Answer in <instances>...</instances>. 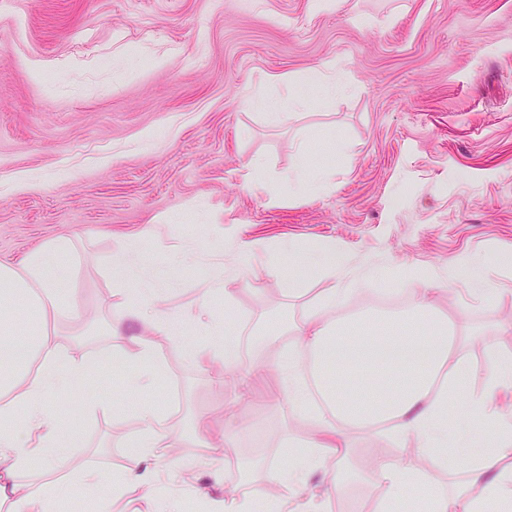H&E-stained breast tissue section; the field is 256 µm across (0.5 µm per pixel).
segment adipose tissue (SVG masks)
Listing matches in <instances>:
<instances>
[{
  "label": "adipose tissue",
  "instance_id": "ef3b65f1",
  "mask_svg": "<svg viewBox=\"0 0 512 512\" xmlns=\"http://www.w3.org/2000/svg\"><path fill=\"white\" fill-rule=\"evenodd\" d=\"M69 252L68 240L51 239L30 252L21 266L0 264V512H58L61 503L76 493L96 502L98 512H110L112 496L127 487L152 492L160 481L155 463L167 458L175 462L168 493L153 499L151 512H181L179 485L202 466L219 470L230 432L213 429L207 418H199L197 431L210 441L209 457H175L165 419L149 405L140 410L142 429L113 480H104L93 469L34 488L19 480L34 464L60 466L71 457L69 426L47 408L50 394L91 379L97 368L107 364L130 366L129 388L145 391L153 387L161 366L156 346L146 338L139 339L135 354L107 349L93 360L79 351H62L52 341L50 324L62 314L65 297L48 266ZM303 264L323 269L330 279L319 294L321 308L340 307L346 295L340 286L348 264L344 249L326 242ZM119 295V304L130 318L150 321L160 335L183 341L187 365L198 368L220 360L234 364L238 353L233 340H226L220 349L185 342L192 315L167 312L162 306L164 289L123 288ZM20 300L28 313L24 320L14 313ZM298 332L295 347L282 351L276 362L275 400L296 414L311 410L309 385L300 372L303 353L327 368L329 383L320 389L321 427L308 449L300 455L285 449L283 462L265 469L267 483L284 491L267 502L268 512H324L328 498L343 486L341 469L350 432L367 431L380 423L387 424L388 437L402 443L413 439L417 446L412 454L397 459H374L378 494L373 512H394L395 504L417 485L429 493L430 512H486L491 503L501 512H512V436L502 435L493 448L477 435L452 441L446 422L449 400L463 390L489 424L502 427L512 421V404L499 401L502 393L512 392L511 354L495 355L484 371H476L459 352L452 328L435 318L423 292L397 315L370 312L328 322L319 310H312ZM478 373L483 380L476 390L471 382ZM26 432L37 434L36 444L24 442ZM461 456L469 463L468 483L452 496L437 488L420 466L429 459L445 469ZM325 467L335 468L336 473L329 488L318 493L310 479Z\"/></svg>",
  "mask_w": 512,
  "mask_h": 512
}]
</instances>
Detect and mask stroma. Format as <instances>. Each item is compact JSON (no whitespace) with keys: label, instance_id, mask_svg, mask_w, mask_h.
<instances>
[{"label":"stroma","instance_id":"stroma-1","mask_svg":"<svg viewBox=\"0 0 512 512\" xmlns=\"http://www.w3.org/2000/svg\"><path fill=\"white\" fill-rule=\"evenodd\" d=\"M329 66L351 85L330 106L276 127L252 106L256 92L290 87L315 98L308 77ZM332 132L342 143L330 153L321 140ZM303 145L312 173L329 180L313 196L288 192ZM255 161L268 188L253 184ZM174 212L185 223H166ZM57 237L73 242L50 266L73 311L57 326L62 347L136 351L145 327L117 308L109 275L132 237L131 287H165L167 310L206 306L240 336L219 386L214 369L184 362L180 341L158 336L153 390H129L118 369L52 396L55 412L82 421L67 472L118 471L145 405L160 409L184 454L208 456L194 418L229 408L231 445L251 472L226 468L216 482L200 469L183 487L185 512H209L208 498L231 490L267 495L263 463L307 444L316 424L278 407L264 385L235 400L234 381L295 343L327 281L309 271L292 292L288 274L321 242L350 254L351 294L324 318L426 288L476 368L512 354L499 329L512 320V0H337L325 10L311 0H0V263L19 265ZM176 256L185 263L173 280ZM474 256L499 300L471 298L455 280ZM377 266L387 281L364 285ZM209 283L218 293L205 295ZM256 332L273 343L256 347ZM91 392L102 410L88 411ZM384 432L352 433L350 475L329 512L365 493L376 456L398 457Z\"/></svg>","mask_w":512,"mask_h":512}]
</instances>
